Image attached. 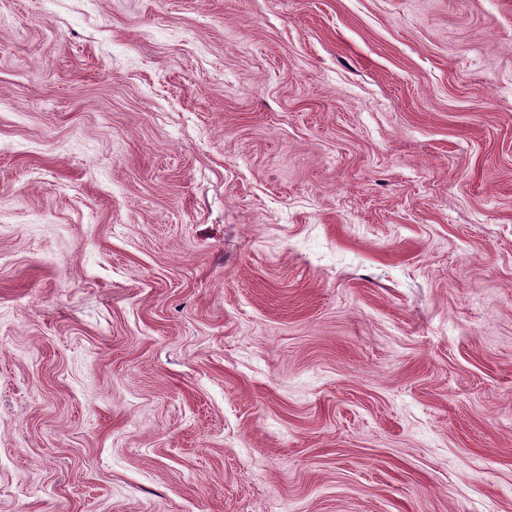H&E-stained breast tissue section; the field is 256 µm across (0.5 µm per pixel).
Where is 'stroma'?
<instances>
[{"instance_id":"1","label":"stroma","mask_w":512,"mask_h":512,"mask_svg":"<svg viewBox=\"0 0 512 512\" xmlns=\"http://www.w3.org/2000/svg\"><path fill=\"white\" fill-rule=\"evenodd\" d=\"M0 512H512V0H0Z\"/></svg>"}]
</instances>
